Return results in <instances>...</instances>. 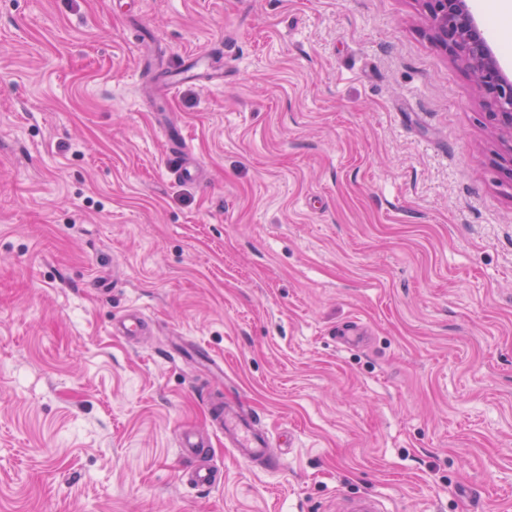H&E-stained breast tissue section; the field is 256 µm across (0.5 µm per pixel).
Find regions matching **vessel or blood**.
I'll list each match as a JSON object with an SVG mask.
<instances>
[{
  "instance_id": "1",
  "label": "vessel or blood",
  "mask_w": 512,
  "mask_h": 512,
  "mask_svg": "<svg viewBox=\"0 0 512 512\" xmlns=\"http://www.w3.org/2000/svg\"><path fill=\"white\" fill-rule=\"evenodd\" d=\"M211 421L240 459L253 466L275 465L276 457L270 439L257 426L252 414L232 405L218 403L211 408ZM223 478V470L215 466H200L186 474L187 483L198 489L217 487L222 484Z\"/></svg>"
}]
</instances>
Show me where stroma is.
<instances>
[{"label":"stroma","mask_w":512,"mask_h":512,"mask_svg":"<svg viewBox=\"0 0 512 512\" xmlns=\"http://www.w3.org/2000/svg\"><path fill=\"white\" fill-rule=\"evenodd\" d=\"M468 4L512 74V14ZM218 42L223 85L166 87ZM369 496L512 512V149L416 0H0V512ZM211 421L216 431L224 435V442L246 463L252 466L276 464L268 435L249 412L221 402L211 407ZM224 472L215 466H200L186 473L189 485L198 489H211L223 483Z\"/></svg>","instance_id":"1"}]
</instances>
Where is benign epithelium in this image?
<instances>
[{
	"mask_svg": "<svg viewBox=\"0 0 512 512\" xmlns=\"http://www.w3.org/2000/svg\"><path fill=\"white\" fill-rule=\"evenodd\" d=\"M441 49L468 71L483 104L512 141V80L494 58L467 0H417Z\"/></svg>",
	"mask_w": 512,
	"mask_h": 512,
	"instance_id": "obj_1",
	"label": "benign epithelium"
}]
</instances>
